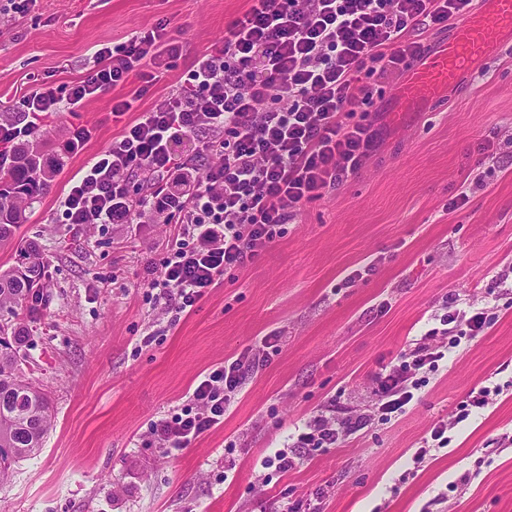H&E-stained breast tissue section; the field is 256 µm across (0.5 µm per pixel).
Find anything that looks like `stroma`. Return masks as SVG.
<instances>
[{"instance_id":"obj_1","label":"stroma","mask_w":512,"mask_h":512,"mask_svg":"<svg viewBox=\"0 0 512 512\" xmlns=\"http://www.w3.org/2000/svg\"><path fill=\"white\" fill-rule=\"evenodd\" d=\"M250 0H37L0 19V113L40 85L65 87L164 20L179 44L151 87L130 78L79 111L35 119L54 154L91 131L38 202L22 238L48 263L29 325L26 374L47 394L53 425L39 454L0 486V512H512V41L456 87L400 111V82L374 83L352 122L378 136L361 168L303 203L284 234L220 277L187 313L148 286L174 225L67 224L61 202L122 130L112 102L136 111L167 99L195 57L222 39ZM484 312L438 371L420 372L404 413L374 416L376 380L439 327L447 303ZM277 333L275 347L261 340ZM262 353L223 423L167 452L151 424L179 410L205 370ZM498 395L415 453L469 394ZM370 422L327 450L288 448L322 408ZM288 448L295 465L273 463Z\"/></svg>"}]
</instances>
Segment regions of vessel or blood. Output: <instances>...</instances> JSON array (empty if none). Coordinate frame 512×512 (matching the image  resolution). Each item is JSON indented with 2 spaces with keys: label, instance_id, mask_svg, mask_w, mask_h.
<instances>
[{
  "label": "vessel or blood",
  "instance_id": "b4317fda",
  "mask_svg": "<svg viewBox=\"0 0 512 512\" xmlns=\"http://www.w3.org/2000/svg\"><path fill=\"white\" fill-rule=\"evenodd\" d=\"M512 35V0H482L481 5L454 23L448 41L411 68L399 92L407 107L435 99L456 86L478 59L492 53Z\"/></svg>",
  "mask_w": 512,
  "mask_h": 512
}]
</instances>
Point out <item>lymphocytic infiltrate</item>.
I'll return each mask as SVG.
<instances>
[{
	"mask_svg": "<svg viewBox=\"0 0 512 512\" xmlns=\"http://www.w3.org/2000/svg\"><path fill=\"white\" fill-rule=\"evenodd\" d=\"M473 8L474 0H252L172 94L125 125L86 166L62 201L65 223L140 224L154 215L178 223L180 240L149 286L186 311L224 272L281 237L302 202L361 167L376 132L344 120L372 97L359 72L384 79L408 70L427 52L408 39L410 29L440 26ZM177 51L165 24H157L123 48L98 49L93 67L68 89L40 88L16 109L72 111L134 73L154 84ZM202 129L212 136L195 156L176 158L173 137ZM136 177L151 192L131 193ZM166 179L173 191H156ZM449 351L445 343L422 346L391 366L378 379L377 411L403 413L414 398L411 377ZM260 364L247 355L204 373L188 403L155 421L151 434L168 451L186 448L223 422L247 372Z\"/></svg>",
	"mask_w": 512,
	"mask_h": 512,
	"instance_id": "f902f5d3",
	"label": "lymphocytic infiltrate"
}]
</instances>
